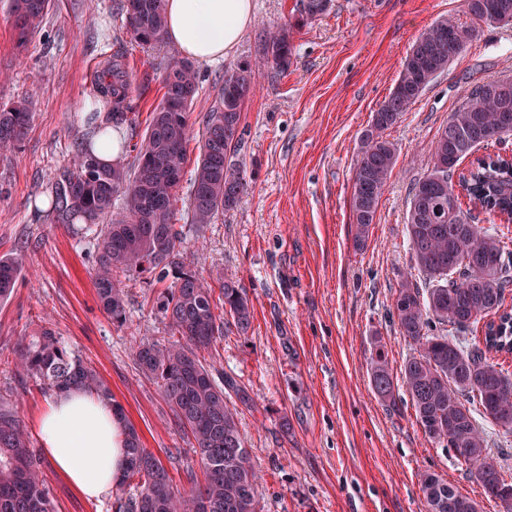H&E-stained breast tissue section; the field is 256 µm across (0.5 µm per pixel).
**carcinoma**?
<instances>
[{
    "label": "carcinoma",
    "instance_id": "carcinoma-1",
    "mask_svg": "<svg viewBox=\"0 0 512 512\" xmlns=\"http://www.w3.org/2000/svg\"><path fill=\"white\" fill-rule=\"evenodd\" d=\"M330 2L299 0L296 22L321 16ZM465 5L469 15L483 24L493 13L512 16V0H465ZM50 7L51 0H12L17 47H25ZM119 11L137 43L151 46L163 41L164 0H119ZM476 36L475 28L444 18L415 41L395 87L363 136L350 199L359 237L374 223L398 160L397 149L384 132L447 69L448 53L460 56ZM292 50L288 29H275L266 34L255 61L224 71L218 98L199 128L200 154L190 178L187 209L191 223L210 224L238 205L247 187L239 158L243 106L256 85V70L269 63L287 69ZM162 89L144 136L133 145L134 165L101 164L88 141L52 184L53 223L71 224L81 217L98 228L93 281L112 322L120 326L127 322L124 288L131 277L146 273L165 284L158 304L168 338L139 341L133 358L187 436L203 475L198 479L189 467L190 488L179 487L126 419L127 464L118 486L131 485L135 493L119 497L116 512H257L258 477L225 392L236 384L216 381L206 359L224 335V325L231 323L240 335H248L252 305L246 289L232 279L222 280L219 295H214L208 280L185 264L190 242L173 224L192 138L189 109L200 89L194 64L168 63ZM97 91L110 99L106 119L118 126L128 109V73L118 63L108 66ZM505 113L512 117V79L486 81L452 111L431 143V168L412 184L407 213L411 258L425 286L407 278L393 302L400 334L419 348L402 372L417 423L451 457L472 466L484 493L493 499L498 486L507 481L488 459L487 441L469 405L478 403L493 424L512 430V374L491 357L493 352L512 355V310L504 308L505 292L512 286V227L505 224L512 217V159L488 151L502 139L498 130ZM31 117L26 103L0 105L1 152L16 148ZM482 148L485 153L476 155ZM441 183L451 195L438 192ZM477 210L504 223L486 227L473 220ZM22 268L19 256L0 258V301L10 297ZM478 330L481 335L473 337L469 346L456 337ZM16 368L44 394L84 388L124 415L106 381L68 351L52 330L44 329L24 344ZM371 383L383 403L398 405L400 396L381 344L371 357ZM421 490L428 512H463L460 504L470 500L428 471L421 475ZM0 512H55L16 399L2 392Z\"/></svg>",
    "mask_w": 512,
    "mask_h": 512
}]
</instances>
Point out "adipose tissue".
<instances>
[{"label": "adipose tissue", "mask_w": 512, "mask_h": 512, "mask_svg": "<svg viewBox=\"0 0 512 512\" xmlns=\"http://www.w3.org/2000/svg\"><path fill=\"white\" fill-rule=\"evenodd\" d=\"M165 39L182 56L212 62L229 56L253 21L252 0H166ZM32 430L45 457L80 495L108 496L125 467L124 428L112 409L80 389L51 396Z\"/></svg>", "instance_id": "ef3b65f1"}]
</instances>
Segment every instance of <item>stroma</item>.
<instances>
[{"mask_svg":"<svg viewBox=\"0 0 512 512\" xmlns=\"http://www.w3.org/2000/svg\"><path fill=\"white\" fill-rule=\"evenodd\" d=\"M296 2L252 0L253 23L234 53L198 64L193 127L213 105L225 70L254 59L263 33L292 24ZM114 3L53 0L21 51L11 0H0V104L23 100L32 111L19 148L0 155V256L25 259L11 297L0 302V392L12 391L25 423L44 406L47 395L15 363L26 341L52 329L93 365L145 447L179 479L197 458L131 351L136 341L168 335L157 307L161 285L146 275L131 280L128 321L114 325L93 285L92 235L81 224L52 223L38 206L85 132L82 104L109 55L120 54L132 78L137 139L162 98L164 65L181 57L165 41L137 45ZM446 17L467 21L464 0H332L315 20L292 24L288 70L262 67L243 110L247 193L199 229L186 220L188 189H179L173 222L197 246L186 263L211 281L241 280L253 306L248 336L226 326L212 363L243 391L230 402L259 476L260 512H426V471L482 512H502L483 495L473 468L425 435L409 404L391 408L375 396L369 361L384 344L396 374L414 353L392 309L411 268L409 188L471 89L512 77V26L482 27L386 130L398 161L365 239L350 210L362 135L419 34ZM43 471L56 512H115L114 497L85 500L51 466Z\"/></svg>","mask_w":512,"mask_h":512,"instance_id":"stroma-1","label":"stroma"}]
</instances>
